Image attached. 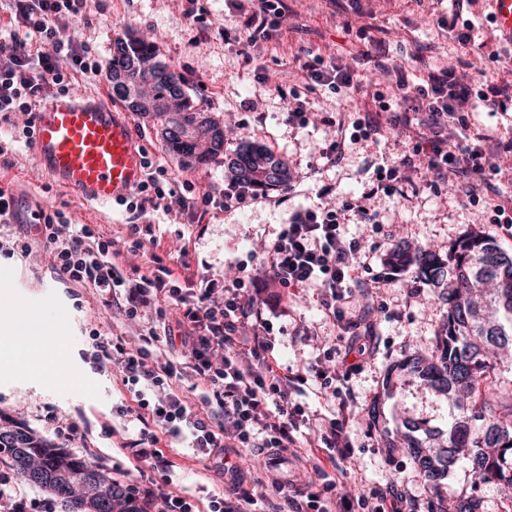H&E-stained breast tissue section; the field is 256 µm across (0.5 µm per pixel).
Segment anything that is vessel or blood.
Here are the masks:
<instances>
[{"label": "vessel or blood", "instance_id": "obj_1", "mask_svg": "<svg viewBox=\"0 0 512 512\" xmlns=\"http://www.w3.org/2000/svg\"><path fill=\"white\" fill-rule=\"evenodd\" d=\"M489 6L496 29L512 42V0H489ZM32 152L60 188L95 205L121 202L143 178L132 124L105 94L48 103L37 114Z\"/></svg>", "mask_w": 512, "mask_h": 512}]
</instances>
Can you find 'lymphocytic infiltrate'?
<instances>
[{"label":"lymphocytic infiltrate","instance_id":"obj_1","mask_svg":"<svg viewBox=\"0 0 512 512\" xmlns=\"http://www.w3.org/2000/svg\"><path fill=\"white\" fill-rule=\"evenodd\" d=\"M6 2L17 26L0 29V125L10 126L16 142L28 145L35 114L45 103L69 94L78 79L102 72L89 47L72 33L75 24L90 21L92 0ZM235 8L247 32L243 61L256 65L255 45L281 26L288 6L285 0H237ZM370 57V51L360 52L354 67L326 66L318 59L300 67L306 81L348 94L362 89L365 78L358 66ZM397 88L398 97L384 105L393 128L402 131L415 121L424 134L369 182L363 204L330 205L333 189L321 187L315 201L295 209L260 252H249V259L260 262L257 271L247 272L239 261L237 277L210 279L196 289L184 255L156 253L149 215L187 214L200 224L210 211L248 206L267 198V191L232 180L190 197L177 190L168 166L148 156L143 181L125 200L131 220L122 235L107 238L95 225L73 223L59 209L43 214L41 223L24 224L14 195L0 188V224L25 226L6 253L28 254L31 241H38L50 269L64 282L92 289L106 309L143 325L132 343L93 335L100 364L116 369L131 396L119 409L121 446L153 473L144 484L121 482L134 512H258L259 502L271 498L281 500L280 512H381L366 495L337 492L336 474L351 454L348 408L340 406L332 418L306 412L298 397L309 376L276 353L274 323L264 315L261 294L270 287L290 297L302 288L315 289L342 335L372 337L373 322L355 304L364 266L358 261L359 241L347 234L345 215L353 213L360 224L377 223L367 200L397 192L420 167L432 173L427 186L434 192L456 176L460 195L468 203H484L490 223L512 233V194L493 184L496 157L512 154V134H473L468 121L472 112H512V94L483 66L470 78L459 77L453 59L427 81L399 77ZM175 345L179 357L161 360L162 351ZM184 379L202 390L206 411L193 410L175 391ZM165 438L186 444L195 458L218 460L220 473L230 477L225 491L201 507L177 489L173 476L183 464L177 450L161 449ZM303 447L320 486L309 494L284 475L245 488L239 465L224 459L228 448L263 452L274 461ZM52 507L49 500L31 497L14 473L0 470V512H51Z\"/></svg>","mask_w":512,"mask_h":512}]
</instances>
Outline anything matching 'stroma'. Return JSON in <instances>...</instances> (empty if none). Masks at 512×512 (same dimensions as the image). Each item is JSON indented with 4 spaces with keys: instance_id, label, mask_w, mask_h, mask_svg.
Returning a JSON list of instances; mask_svg holds the SVG:
<instances>
[{
    "instance_id": "1",
    "label": "stroma",
    "mask_w": 512,
    "mask_h": 512,
    "mask_svg": "<svg viewBox=\"0 0 512 512\" xmlns=\"http://www.w3.org/2000/svg\"><path fill=\"white\" fill-rule=\"evenodd\" d=\"M187 6V0H99L92 24L76 28L75 33L105 69L116 39L134 34L153 43L159 58L184 76L200 111L231 127L227 149L247 140L267 147L287 163L296 186L289 205L223 211L200 224L161 211L153 214L157 253L178 250L182 239H189L192 268L209 279L224 274L228 262L260 240L274 236L287 223L290 206L313 202L321 185L332 186L339 201L360 197L380 156L403 153L405 146L374 92L392 99L397 74L423 79L457 55L456 39L445 23L453 0H288L287 19L254 49L264 65L260 71L242 60L244 27L231 0H197L193 20L185 14ZM467 11L477 26L484 64H491L494 53L512 48L491 23L487 0H471ZM201 25L211 28V36L200 38ZM370 47L379 49L383 66L367 65L363 93L346 98L324 87H307L301 79L299 58L347 63ZM278 84L297 91L316 112L335 114L337 125H287L283 103L274 92ZM364 116L379 122L378 139L346 145L336 164L327 163L321 150L340 139L338 124ZM12 160V168L0 170V188L14 194L20 209L36 204L47 211L61 209L72 222L99 225L108 235L118 233L127 222L129 214L123 206L101 208L60 189L36 165L31 149L14 145ZM428 178L426 171H418L400 192L370 200V208L380 214L379 225L347 227L349 235L360 241L359 259L377 285L365 300L373 309L376 333L367 341L365 354H350L343 365L347 376L339 396L356 415L349 422L353 460L342 490L371 494L378 504L403 496V512H438L439 498L427 488L408 449L401 445L402 422L411 419L421 427L443 431L451 410L446 398L430 393L417 379L397 375L390 389L385 381L388 370L404 357L433 347L446 308L436 288L425 285L413 292L410 272L388 277L387 261L400 245H426L447 256L449 247L472 230L512 252V236L487 223L482 206L465 203L450 186L432 192L425 185ZM25 309L46 311L48 325L65 336L70 358L42 378L30 377L21 367L0 369V412L59 446L63 439L47 420L49 413H57L60 419L77 422L86 436V445L74 449L77 456L92 449L105 456L107 466L134 470L135 461L123 454L119 436L112 433L121 424L116 413L121 385L96 363L89 336L95 328L106 337L113 333L131 337L134 329L121 325L89 291L72 287L51 272L36 242L26 256L0 253V321ZM274 324L280 355L293 369H310L325 351L344 349L313 291H299L287 314L276 317ZM389 441L394 450L386 449ZM184 455L185 468L174 478L179 489L196 498L223 490L212 461L194 459L189 448ZM443 493L452 501L480 498L483 512H503L507 505L504 489L479 482L461 463L450 468Z\"/></svg>"
}]
</instances>
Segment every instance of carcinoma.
<instances>
[{
	"label": "carcinoma",
	"instance_id": "1",
	"mask_svg": "<svg viewBox=\"0 0 512 512\" xmlns=\"http://www.w3.org/2000/svg\"><path fill=\"white\" fill-rule=\"evenodd\" d=\"M109 75L124 77L149 102L151 108L135 112L153 123L181 167L195 168L222 156L225 171L243 181L267 188L288 182V166L264 146L244 141L232 152L224 150V129L196 108L184 76L161 61L154 46L130 35L116 41ZM394 260L417 280L440 289L448 306L431 352L396 366L455 402L436 454L415 436L419 424L404 422L405 445L419 474L439 497L440 480L461 461L478 479L511 491L512 402L505 407L495 397L481 398L479 389L495 359L512 352V252L490 238L467 234L450 247L446 260L424 246L400 248ZM0 464L31 487L54 494L64 512H128L112 474L87 467L2 413Z\"/></svg>",
	"mask_w": 512,
	"mask_h": 512
}]
</instances>
